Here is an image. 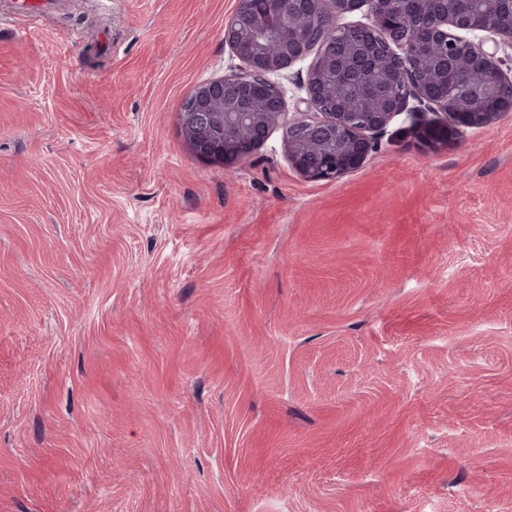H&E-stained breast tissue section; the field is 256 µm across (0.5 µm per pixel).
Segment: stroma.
<instances>
[{
	"mask_svg": "<svg viewBox=\"0 0 512 512\" xmlns=\"http://www.w3.org/2000/svg\"><path fill=\"white\" fill-rule=\"evenodd\" d=\"M238 4L0 0V512H512V112L225 171Z\"/></svg>",
	"mask_w": 512,
	"mask_h": 512,
	"instance_id": "stroma-1",
	"label": "stroma"
}]
</instances>
